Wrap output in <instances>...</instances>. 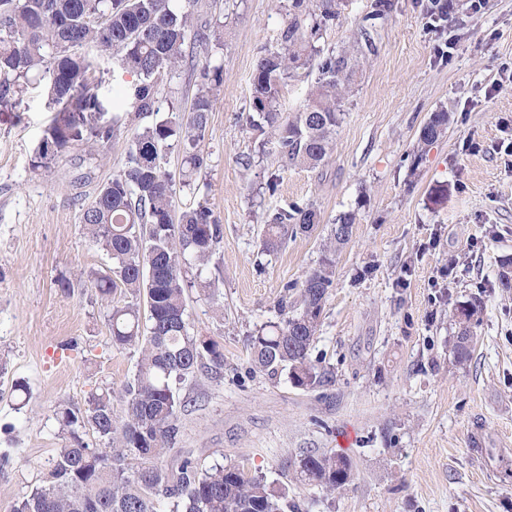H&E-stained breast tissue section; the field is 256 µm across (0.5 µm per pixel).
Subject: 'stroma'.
I'll list each match as a JSON object with an SVG mask.
<instances>
[{
    "instance_id": "35a3bbf8",
    "label": "stroma",
    "mask_w": 512,
    "mask_h": 512,
    "mask_svg": "<svg viewBox=\"0 0 512 512\" xmlns=\"http://www.w3.org/2000/svg\"><path fill=\"white\" fill-rule=\"evenodd\" d=\"M292 0H174L220 34L222 48L157 87L158 112L135 117L129 74L95 57L93 81L104 122L145 126L184 119L202 67L222 71L199 148L209 165L179 181L183 150L164 158L178 209L200 204L218 218L223 278L215 298L189 292L195 335L224 351L221 376L198 375L184 392L173 450L201 466L236 464L288 490L284 512H512V290L499 283L512 257V0H451L433 25L431 0H336V18L309 41L318 56L348 49L358 58L341 103L336 146L322 165L283 162L275 140L249 127L256 62L274 48ZM447 108L446 137L418 147L432 112ZM55 116L45 82L30 76L11 108H0V512L44 486L64 443L59 407L86 408L102 389L121 393L138 354L113 344L108 303L92 274L112 261L83 233L80 209L127 162L125 136L88 165L74 149L33 169L35 149ZM447 187L442 203L433 187ZM313 204L322 222L261 247L269 214ZM357 221L335 256L312 356L330 368L328 386L302 390L287 373L257 370L248 339L280 321L288 284L317 267L340 214ZM482 306L470 362L456 364V306ZM24 383L26 392L15 391ZM333 451L352 462V480L334 494L300 481L301 455Z\"/></svg>"
}]
</instances>
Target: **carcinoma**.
<instances>
[{"mask_svg":"<svg viewBox=\"0 0 512 512\" xmlns=\"http://www.w3.org/2000/svg\"><path fill=\"white\" fill-rule=\"evenodd\" d=\"M292 20L281 31L279 47L261 56L252 80L257 130H269L288 160L315 168L330 156L341 122L340 102L358 66L349 50L329 54L318 63V77L303 111L293 119L279 112L285 80L311 67L312 51L300 34L301 17L318 16L314 28L336 18V0H293ZM210 35L194 23L193 13L172 0H0V108L12 105L20 80L43 73L57 89L56 115L41 138L32 169L81 147L89 159L117 137L118 128L98 125L103 108L89 78L93 63L85 48L115 54L119 67L136 83L126 93L134 111H157V82L187 61L194 48L207 50ZM222 84L218 68L204 67L184 122L162 120L135 130L128 141L125 168L102 184L82 209L81 227L112 259L113 275L94 278L101 296L110 299L122 287L131 300L110 308L112 342L139 352L136 373L124 388L125 408L114 410L112 391L89 399L84 410L62 407L56 413L69 444L50 462L46 485L19 497L13 512H155V500H171V512H283L284 489L277 493L260 476L238 465L201 469L191 455L164 462L176 438L187 400L185 383L199 371L218 375L224 351L212 339L189 331L186 289L192 286L179 258H189L210 277V289L222 275L213 261L222 239L221 225L206 206L175 215L173 180L162 168L172 142L187 153L183 181L207 167L197 150L204 137L214 98ZM453 122L441 109L430 115L424 145L444 138ZM356 216L342 213L330 229L319 266L300 283L287 286L295 295L281 299L289 316L262 326L250 336L251 359L270 375L288 372L294 386L315 389L331 381L320 361L312 359L315 335L333 284L334 255L350 239ZM321 223L313 205L295 204L272 214L263 249L278 248L290 235L309 233ZM480 303L456 308L459 331L451 344L454 362L472 354L471 325ZM93 430L101 447L91 448L82 434ZM299 479L334 493L350 480L352 463L334 452L308 453L295 462Z\"/></svg>","mask_w":512,"mask_h":512,"instance_id":"cac0c4a2","label":"carcinoma"}]
</instances>
